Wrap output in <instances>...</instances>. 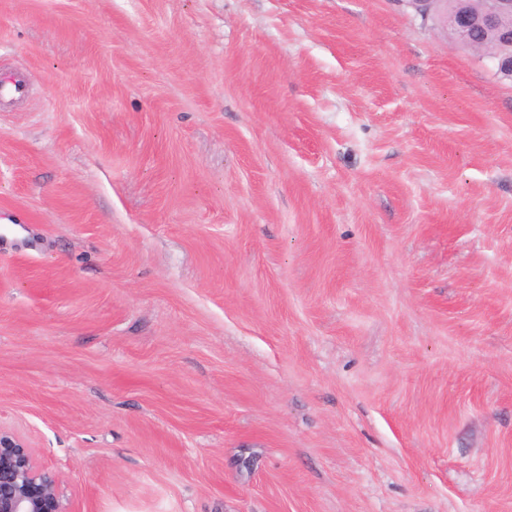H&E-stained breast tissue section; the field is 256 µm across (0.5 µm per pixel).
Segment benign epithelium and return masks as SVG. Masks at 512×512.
Wrapping results in <instances>:
<instances>
[{"label": "benign epithelium", "mask_w": 512, "mask_h": 512, "mask_svg": "<svg viewBox=\"0 0 512 512\" xmlns=\"http://www.w3.org/2000/svg\"><path fill=\"white\" fill-rule=\"evenodd\" d=\"M512 14V0H485L482 12L459 27L497 28ZM0 512H74L60 475L21 435L0 428Z\"/></svg>", "instance_id": "obj_1"}]
</instances>
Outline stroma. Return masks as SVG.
<instances>
[{"instance_id": "stroma-1", "label": "stroma", "mask_w": 512, "mask_h": 512, "mask_svg": "<svg viewBox=\"0 0 512 512\" xmlns=\"http://www.w3.org/2000/svg\"><path fill=\"white\" fill-rule=\"evenodd\" d=\"M397 0H0V426L76 512H512V81Z\"/></svg>"}]
</instances>
